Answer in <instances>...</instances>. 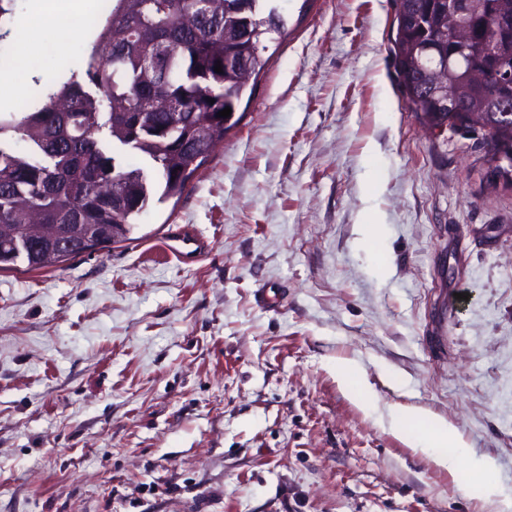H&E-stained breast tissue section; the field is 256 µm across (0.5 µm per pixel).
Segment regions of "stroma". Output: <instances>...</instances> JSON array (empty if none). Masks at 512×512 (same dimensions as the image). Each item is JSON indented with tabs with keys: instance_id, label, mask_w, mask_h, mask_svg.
Masks as SVG:
<instances>
[{
	"instance_id": "stroma-1",
	"label": "stroma",
	"mask_w": 512,
	"mask_h": 512,
	"mask_svg": "<svg viewBox=\"0 0 512 512\" xmlns=\"http://www.w3.org/2000/svg\"><path fill=\"white\" fill-rule=\"evenodd\" d=\"M278 4L243 118L180 198L131 241L0 271V512H512L460 489L512 497V178L410 108L393 0ZM184 231L208 247L182 263L162 243ZM398 408L492 471L414 451Z\"/></svg>"
}]
</instances>
